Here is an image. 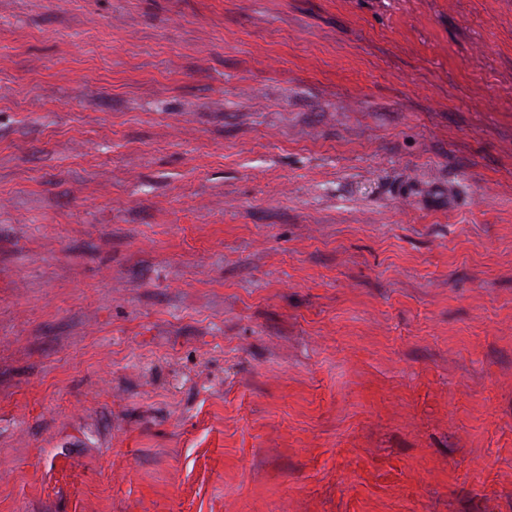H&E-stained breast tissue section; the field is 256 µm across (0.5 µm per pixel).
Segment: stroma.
<instances>
[{
  "label": "stroma",
  "instance_id": "stroma-1",
  "mask_svg": "<svg viewBox=\"0 0 512 512\" xmlns=\"http://www.w3.org/2000/svg\"><path fill=\"white\" fill-rule=\"evenodd\" d=\"M0 512H512V0H0Z\"/></svg>",
  "mask_w": 512,
  "mask_h": 512
}]
</instances>
